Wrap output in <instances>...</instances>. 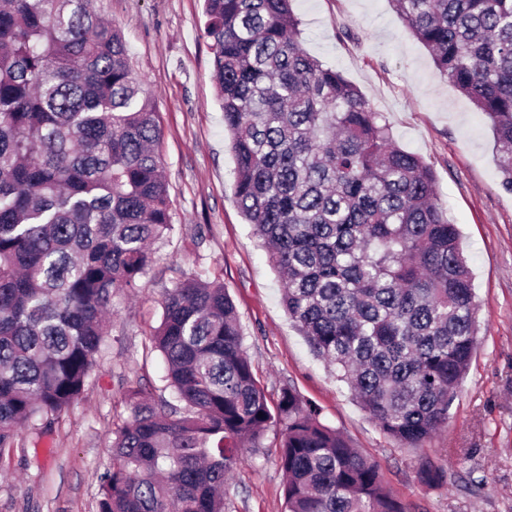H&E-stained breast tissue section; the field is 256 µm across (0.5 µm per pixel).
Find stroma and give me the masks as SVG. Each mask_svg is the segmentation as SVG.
I'll use <instances>...</instances> for the list:
<instances>
[{"label":"stroma","mask_w":512,"mask_h":512,"mask_svg":"<svg viewBox=\"0 0 512 512\" xmlns=\"http://www.w3.org/2000/svg\"><path fill=\"white\" fill-rule=\"evenodd\" d=\"M122 31L133 72L152 96L175 230L133 295L114 298L112 333L79 404L53 433L21 432L0 455V512H97L129 388L161 394L165 365L149 337L163 289L185 274L223 283L269 405L293 387L353 447L379 463L406 512H512V192L504 190L490 124L409 34L389 0H294L304 50L343 73L389 124L399 146L434 171L460 231L480 303L475 352L447 426L416 448L399 445L326 368L281 302L278 275L234 198L235 164L215 97L203 0H96ZM280 431L243 449L224 485V512H286ZM429 461L447 484L428 487Z\"/></svg>","instance_id":"1"}]
</instances>
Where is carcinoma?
Instances as JSON below:
<instances>
[{"instance_id": "cac0c4a2", "label": "carcinoma", "mask_w": 512, "mask_h": 512, "mask_svg": "<svg viewBox=\"0 0 512 512\" xmlns=\"http://www.w3.org/2000/svg\"><path fill=\"white\" fill-rule=\"evenodd\" d=\"M292 0H205L234 195L314 355L411 448L448 424L478 302L431 167L299 41ZM489 120L512 191V0H392ZM155 105L90 0H0V454L81 398L120 292L174 228ZM151 338L174 402L135 387L98 512H224L238 451L282 431L287 512H404L380 467L290 387L268 406L224 284L165 291ZM417 480L448 483L423 463Z\"/></svg>"}]
</instances>
